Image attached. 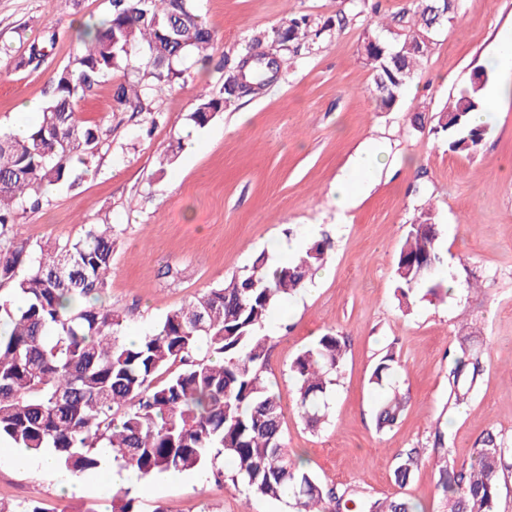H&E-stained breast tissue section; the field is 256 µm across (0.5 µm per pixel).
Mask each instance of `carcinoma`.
Here are the masks:
<instances>
[{
    "mask_svg": "<svg viewBox=\"0 0 512 512\" xmlns=\"http://www.w3.org/2000/svg\"><path fill=\"white\" fill-rule=\"evenodd\" d=\"M456 0H416L414 27L388 43L379 19L359 47L369 67L376 100L384 110L396 104L408 82L428 61L433 36L450 22ZM346 17L290 18L280 28L288 51H315L342 27ZM214 41L201 17L178 0H111V11L80 39L82 50L59 71L38 123L25 137L0 128V445L48 454L72 474L101 467V450L141 478L204 468L219 457L229 466L213 474L227 485L271 500H288L291 512H416L402 497L374 498L348 485L322 483L288 452L282 435L277 383L267 376L270 336L265 325L275 304L306 287L322 265L330 240L309 244L295 260L268 271V257L257 255L249 274L209 288L190 303L169 311L156 331L130 343L123 317L98 305L108 286L114 252V226L89 224L81 238L51 251L11 242L15 208L33 210L54 189L73 185L89 170L99 145V129L76 117L77 101L118 69L134 68L135 84H120L116 101L144 111L142 82L170 83L180 61L204 52ZM56 43L45 32L29 46L28 61L40 64ZM247 83L227 71L224 99L202 101L190 120L207 125L224 105L272 83L281 61L269 67L263 41L249 45ZM486 81L471 82L436 117L434 133L446 136L448 151L469 154L484 128L472 124L486 110ZM446 264L440 228L431 211L410 225L395 260V292L404 300L417 288L448 295L440 277ZM206 342L211 353L197 360ZM345 341L325 333L305 346L289 371L305 425L315 430L327 420L328 399L345 360ZM180 364L178 372L170 371ZM397 360L386 352L370 381L384 386ZM485 366L481 356L461 345L448 365V408L467 402ZM404 409L398 395L376 414L380 429L397 423ZM420 452L401 454L393 474L407 484ZM512 473V435L489 433L460 462L452 449L439 461V485L448 512H498L502 483ZM0 512H44L36 500L0 501ZM111 512H141L128 487L112 491Z\"/></svg>",
    "mask_w": 512,
    "mask_h": 512,
    "instance_id": "1",
    "label": "carcinoma"
}]
</instances>
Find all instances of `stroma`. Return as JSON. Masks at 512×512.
Masks as SVG:
<instances>
[{"mask_svg": "<svg viewBox=\"0 0 512 512\" xmlns=\"http://www.w3.org/2000/svg\"><path fill=\"white\" fill-rule=\"evenodd\" d=\"M215 35L209 60L187 56L173 84L146 86L147 111L118 104L112 72L76 105L80 121L100 130L93 167L74 187L54 190L36 211L17 210L14 242L51 245L78 238L88 224L114 225L116 241L106 308L125 319L127 336L151 332L171 309L208 288L249 274L274 241L306 246L330 238V274L276 305L265 331L268 371L283 407L291 455L327 485L359 487L376 497L402 494L420 512H446L436 460L457 458L488 433L512 434V96L490 102L487 131L471 154L449 152L431 129L437 112L485 70L502 30L512 28V0H459L435 35L428 62L389 111L373 97L371 72L358 48L372 21L352 0H190ZM109 0H0V127L13 128L18 108L46 100L51 81L79 48L78 29L105 17ZM347 16L312 54L270 44L282 62L274 82L236 100L205 127L189 116L201 98L224 96V63L288 18ZM57 33L49 57L25 65L30 44ZM183 149L169 164V145ZM379 148L383 167L368 190L337 214L330 188L359 151ZM432 208L457 289L444 299L415 297L400 306L395 258L409 224ZM473 290H466V283ZM347 345L329 400V421L306 429L289 367L325 333ZM482 353L488 369L467 404L448 408L449 353L460 341ZM394 352L397 372L379 388L369 377ZM407 398L392 428H376L375 411L393 392ZM444 434V447L435 444ZM408 448L422 462L405 487L395 464ZM56 467L15 469L0 457V499L40 500L46 512L111 507L98 472L81 497L58 490ZM141 512H289L287 502L236 491L201 469L135 479Z\"/></svg>", "mask_w": 512, "mask_h": 512, "instance_id": "35a3bbf8", "label": "stroma"}]
</instances>
